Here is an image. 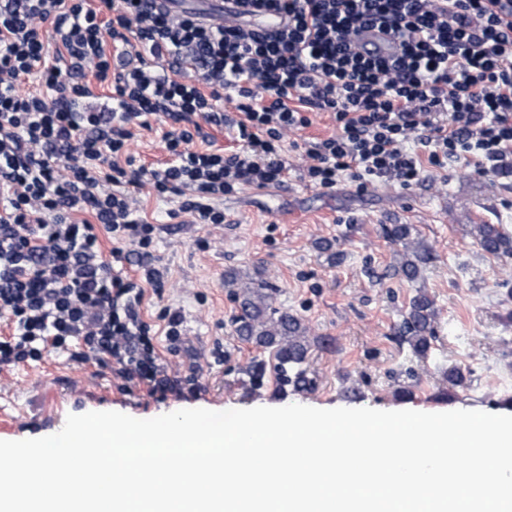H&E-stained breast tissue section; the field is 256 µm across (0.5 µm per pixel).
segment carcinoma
<instances>
[{
  "label": "carcinoma",
  "instance_id": "cac0c4a2",
  "mask_svg": "<svg viewBox=\"0 0 512 512\" xmlns=\"http://www.w3.org/2000/svg\"><path fill=\"white\" fill-rule=\"evenodd\" d=\"M472 228L475 243L481 250L496 257L512 256V237L502 225L474 224ZM384 232L401 255L396 274L407 281L416 280L422 266L432 260V254L412 238L413 227L409 224H387ZM224 283L231 288L237 304L235 324L239 338L270 351L273 371L281 386L312 387L308 327L288 310L274 306L263 284L242 285L233 271L224 275ZM437 316L434 300L418 291L394 327L397 341L408 345L417 357H427L437 340Z\"/></svg>",
  "mask_w": 512,
  "mask_h": 512
}]
</instances>
